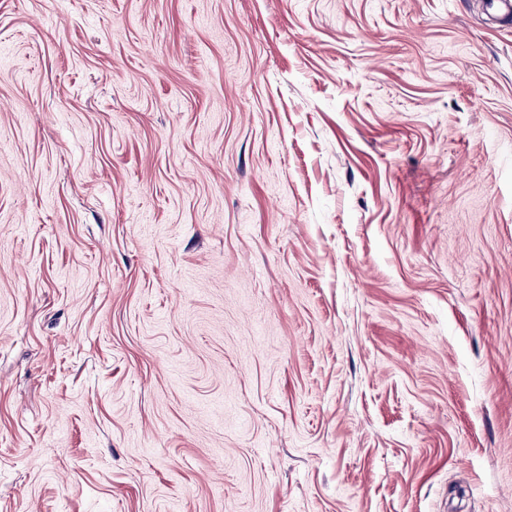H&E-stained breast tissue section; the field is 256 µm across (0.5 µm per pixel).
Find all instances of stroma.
Segmentation results:
<instances>
[{
	"label": "stroma",
	"instance_id": "stroma-1",
	"mask_svg": "<svg viewBox=\"0 0 512 512\" xmlns=\"http://www.w3.org/2000/svg\"><path fill=\"white\" fill-rule=\"evenodd\" d=\"M0 512H512V14L0 0Z\"/></svg>",
	"mask_w": 512,
	"mask_h": 512
}]
</instances>
